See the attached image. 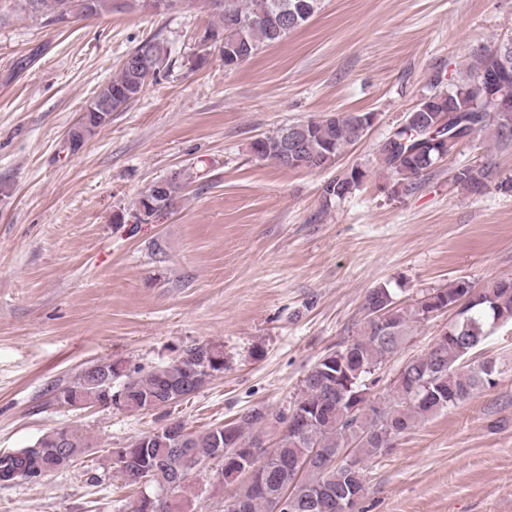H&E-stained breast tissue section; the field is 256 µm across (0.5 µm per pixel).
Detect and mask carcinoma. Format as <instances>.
<instances>
[{
	"label": "carcinoma",
	"instance_id": "1",
	"mask_svg": "<svg viewBox=\"0 0 512 512\" xmlns=\"http://www.w3.org/2000/svg\"><path fill=\"white\" fill-rule=\"evenodd\" d=\"M84 0H0V22L12 14L26 15L46 26L60 25L64 15L84 13ZM213 6L204 0L211 21L208 36L221 42L245 62L259 47L274 45L298 29L320 10L321 0H222ZM286 10L296 22H255L261 14ZM499 44L469 64L466 79L423 97L413 109L416 119L396 138L377 149L381 168L389 174L394 195L407 194L417 180L437 170L442 153L455 144L432 136V129L448 118V136L462 142L485 133L499 146L512 144V50L508 73H502ZM168 46L156 37L141 41L126 54L118 72L97 91L118 112L138 100L169 65ZM374 121L372 112H337L320 122L292 123L251 143V151L284 169L327 170L345 150L360 140L361 118ZM108 123L88 119L81 123L76 140L67 150L77 152L84 141ZM365 172L353 168L327 181L324 201L342 199L361 184ZM496 177L491 160L478 166H461L448 175V186L471 194L482 192ZM193 172L180 168L158 180L159 195L148 203L140 196L135 217L147 221L151 205L175 210ZM465 302L461 315L448 324L425 352L405 360L383 400H371L381 381L379 371L408 341L412 325L429 318L436 308L453 309ZM361 334L342 348L323 355L304 376L298 396L275 412L251 410L234 421L204 433L186 430L182 422L150 431L118 453H110L112 468L126 484L135 486L149 476L151 499L140 498L133 512H186L182 492L187 476L184 456L210 458L222 468L224 481L236 484L228 501L241 512H353L344 509L358 501L365 490L364 467L339 458L357 444L358 455L370 459L384 454L400 435L431 416L455 406L495 384L500 374L496 360L468 362L472 353L500 324L512 322V277L477 288L465 278L429 292L412 307L397 301L384 285L371 289L363 305ZM224 371V352L216 346L198 345L184 350L176 360L151 370L128 369L120 363L101 362L86 368L70 385L55 390L56 404L71 409L113 406L144 414L165 403H177ZM120 381L113 386L114 381ZM269 429L279 430L273 448L266 447ZM92 447L90 436L66 425L42 434L25 448L0 456V481L27 484L42 476L64 471Z\"/></svg>",
	"mask_w": 512,
	"mask_h": 512
}]
</instances>
